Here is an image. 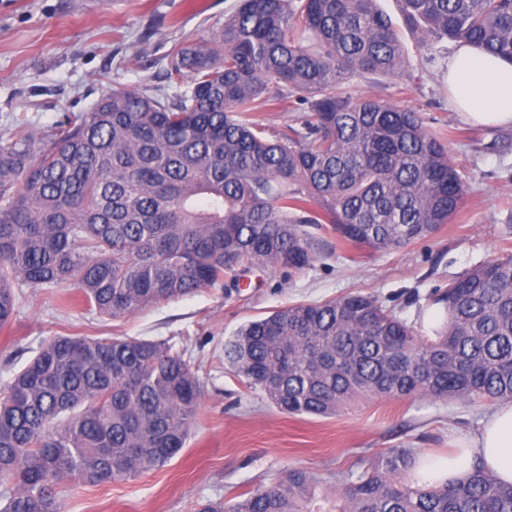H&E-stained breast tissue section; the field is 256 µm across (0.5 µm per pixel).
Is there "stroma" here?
Listing matches in <instances>:
<instances>
[{
    "mask_svg": "<svg viewBox=\"0 0 512 512\" xmlns=\"http://www.w3.org/2000/svg\"><path fill=\"white\" fill-rule=\"evenodd\" d=\"M236 0H0V139L17 125L43 132L65 114L89 109L116 88L164 87L171 47L220 27ZM397 25L411 73L355 75L356 95L423 113L468 176L451 223L430 238L373 250L334 242L333 253L301 273L252 268L239 286L200 289L132 315L106 320L76 287L29 289L0 329V390L53 336L137 337L184 352L202 395L185 448L165 466L101 485L60 489L63 512H198L210 500L286 479L314 477L316 498L335 501L336 487L391 448L444 455L474 435L486 404L372 399L331 417L292 416L248 386L224 360V343L248 321L297 303L351 294L375 296L422 333L435 326L429 295L511 246L512 125L464 121L444 74L455 44L428 53L403 24L396 0H378Z\"/></svg>",
    "mask_w": 512,
    "mask_h": 512,
    "instance_id": "obj_1",
    "label": "stroma"
}]
</instances>
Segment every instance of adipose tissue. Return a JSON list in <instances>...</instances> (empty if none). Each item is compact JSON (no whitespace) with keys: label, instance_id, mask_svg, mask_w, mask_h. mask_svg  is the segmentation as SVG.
<instances>
[{"label":"adipose tissue","instance_id":"obj_1","mask_svg":"<svg viewBox=\"0 0 512 512\" xmlns=\"http://www.w3.org/2000/svg\"><path fill=\"white\" fill-rule=\"evenodd\" d=\"M446 81L462 118L485 125L512 124V63L460 45L448 59ZM477 461L512 483V401L499 403L475 436L463 442L461 451L424 458L407 480L414 486L455 480Z\"/></svg>","mask_w":512,"mask_h":512}]
</instances>
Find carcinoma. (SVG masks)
<instances>
[{
	"label": "carcinoma",
	"instance_id": "carcinoma-1",
	"mask_svg": "<svg viewBox=\"0 0 512 512\" xmlns=\"http://www.w3.org/2000/svg\"><path fill=\"white\" fill-rule=\"evenodd\" d=\"M377 0H237L224 25L174 44L172 92L114 89L55 129L0 142V327L25 288L75 285L120 318L253 265L301 273L324 236L387 249L457 213L466 180L420 113L343 87L408 68ZM405 26L512 62V0H398ZM293 104L272 132L261 113ZM433 335L371 296L284 307L242 325L224 358L291 415L368 399L512 401V253L429 297ZM198 374L162 343L55 336L0 391V512H61L67 479L99 485L165 466L184 448ZM411 448L376 457L336 512H512L484 466L413 487ZM313 478L199 512H303Z\"/></svg>",
	"mask_w": 512,
	"mask_h": 512
}]
</instances>
